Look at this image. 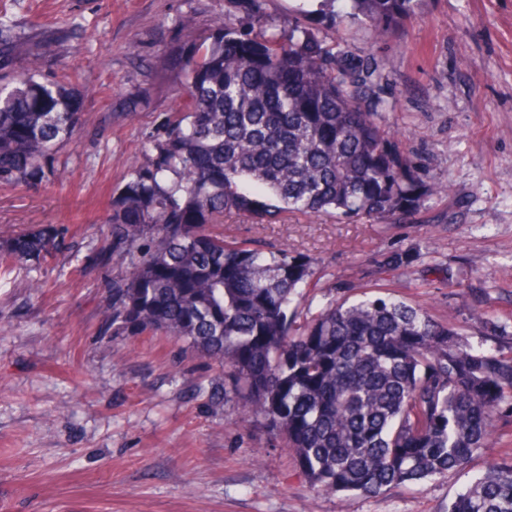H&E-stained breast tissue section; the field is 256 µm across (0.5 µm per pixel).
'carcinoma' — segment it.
<instances>
[{"instance_id": "carcinoma-1", "label": "carcinoma", "mask_w": 512, "mask_h": 512, "mask_svg": "<svg viewBox=\"0 0 512 512\" xmlns=\"http://www.w3.org/2000/svg\"><path fill=\"white\" fill-rule=\"evenodd\" d=\"M376 39L390 37L419 0H348ZM209 41L177 23L173 68L180 107L145 145L112 197V248L126 261L104 321L160 332L224 370V401L243 404L285 442L317 490L377 496L464 468L512 417L507 326L473 308L462 332L391 293L301 306L311 259L265 251L209 230L237 212L254 224L282 216L391 220L449 183L420 178L382 125L368 65L322 44L301 21L267 31L260 0H224ZM25 73L0 82V183L50 180L81 122L80 100L40 78L42 46ZM64 245L55 225L0 241V269L41 264ZM410 251L376 260L399 268ZM447 512H512V451L448 503Z\"/></svg>"}]
</instances>
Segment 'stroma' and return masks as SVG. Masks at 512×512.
Returning a JSON list of instances; mask_svg holds the SVG:
<instances>
[{"label": "stroma", "mask_w": 512, "mask_h": 512, "mask_svg": "<svg viewBox=\"0 0 512 512\" xmlns=\"http://www.w3.org/2000/svg\"><path fill=\"white\" fill-rule=\"evenodd\" d=\"M15 32L45 46L41 73L75 74L83 121L39 187L0 185V238L40 224L65 248L0 274V512H446L512 450L495 423L461 471L378 496L314 490L262 419L224 400V374L160 333L105 324L121 270L106 242L112 193L165 113L178 108L175 24L210 35L224 0H6ZM274 28L301 17L369 67L384 125L423 176L450 182L407 219L225 216V236L310 257L314 304L391 291L439 319L488 287L512 326V0H422L393 38L373 39L344 0H261ZM417 247L412 266L365 276L373 258Z\"/></svg>", "instance_id": "obj_1"}]
</instances>
